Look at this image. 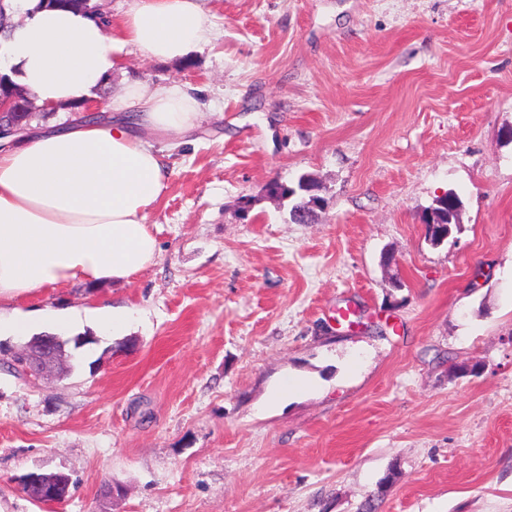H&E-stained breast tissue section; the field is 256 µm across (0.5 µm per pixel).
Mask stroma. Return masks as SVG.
I'll return each instance as SVG.
<instances>
[{"label": "stroma", "mask_w": 512, "mask_h": 512, "mask_svg": "<svg viewBox=\"0 0 512 512\" xmlns=\"http://www.w3.org/2000/svg\"><path fill=\"white\" fill-rule=\"evenodd\" d=\"M204 6L212 44L119 50L95 102L202 90L195 130L156 140L155 264L0 302L67 311V338L134 312L63 375L16 373L0 338V512H512V0ZM302 175L306 224L269 191ZM35 471L70 497L29 500ZM451 203H452V201L449 198H448V203H447L446 199L437 197L433 201V204L428 207L429 209L432 208L435 212V215H436L435 224H439V225L443 224L442 227L435 228V230L433 232L434 236L448 234V232L452 234L453 229L454 228L457 229L458 226L460 225V221H459L460 211L451 212L450 209H448V206ZM129 309L118 311L113 308L103 307L96 310V317L99 328L104 332H113L119 330L130 318ZM71 478L69 475L57 472V473H41V472H30L25 474L20 479V484L22 486V490L25 494L29 495L31 493L33 497H30L32 500H42L37 492L40 490V485H54L59 486L63 485L64 487L70 482ZM54 486H46L44 490L50 496H56L57 488Z\"/></svg>", "instance_id": "obj_1"}]
</instances>
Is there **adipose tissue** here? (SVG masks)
<instances>
[{
    "label": "adipose tissue",
    "mask_w": 512,
    "mask_h": 512,
    "mask_svg": "<svg viewBox=\"0 0 512 512\" xmlns=\"http://www.w3.org/2000/svg\"><path fill=\"white\" fill-rule=\"evenodd\" d=\"M11 2L21 19L0 37V72L50 111L95 99L121 68L115 46L172 61L216 38L202 0H125L108 28L79 10ZM108 109L107 123L75 117L0 141V301L126 280L156 261L147 215L168 174L152 138L192 128L200 97L180 83L130 81Z\"/></svg>",
    "instance_id": "obj_1"
}]
</instances>
